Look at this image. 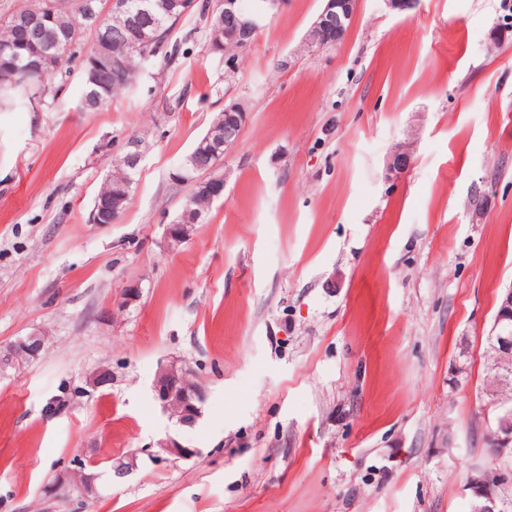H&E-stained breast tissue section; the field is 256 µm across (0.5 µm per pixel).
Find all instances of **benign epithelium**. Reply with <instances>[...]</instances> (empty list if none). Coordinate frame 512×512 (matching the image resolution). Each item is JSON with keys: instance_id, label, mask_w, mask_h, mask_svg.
I'll list each match as a JSON object with an SVG mask.
<instances>
[{"instance_id": "obj_1", "label": "benign epithelium", "mask_w": 512, "mask_h": 512, "mask_svg": "<svg viewBox=\"0 0 512 512\" xmlns=\"http://www.w3.org/2000/svg\"><path fill=\"white\" fill-rule=\"evenodd\" d=\"M287 0H263L261 7L254 11L242 8L240 0H219L223 6L224 39L247 48L255 33L266 17L281 9ZM196 0H168L167 11L180 18L193 11ZM82 15L86 19L101 21L106 13L103 0H84L80 3ZM357 0H324V5L314 19L306 43L309 49H320L336 43L340 30L351 24L356 12ZM55 14L43 17L20 16L14 20L18 30L24 33L28 40L35 43V52L29 60H23L17 47L12 44L0 45V56L9 54L17 62L13 73L17 76L29 72H38L51 67H57L71 52L73 43L64 42L51 28ZM112 35L119 36L129 43L132 50L141 54L143 59L151 58L150 47L158 40L157 30L151 24L141 21V15L134 11L128 12L126 22L122 27L112 30ZM128 80L126 60L122 57H112L92 71L91 80L97 83H109L117 79ZM247 113L236 104L224 107V125L210 128L197 144L190 155L191 166L182 168L178 179L182 182H196L199 176L212 171L210 160L220 151H228L237 142ZM142 160L141 143L131 139L127 142L125 152L126 164L135 169ZM411 154L401 146L389 160L388 167L397 173L405 172L410 166ZM130 194L123 187L112 193L109 198H101L93 210V222H98L99 213L108 215L107 223L116 222L125 212ZM200 219L198 214L184 213L182 218L168 225L166 238L171 247L178 246L189 239L193 224ZM503 315L490 330V336L500 348L512 351V336L506 335L502 328V320L512 315V289L505 290L500 295ZM45 334L41 331L22 336L6 346H0V378L7 377L26 364L37 360L44 350ZM112 384V372L99 367L85 376L83 386L78 391H63L51 397L45 405L44 414L48 418H56L70 410L76 402L77 394L92 395ZM153 388L163 410L169 417L185 427L193 426L201 414V394L189 379L188 373L176 363H162L156 371ZM498 426V454H512V409L502 407L495 417ZM159 448L173 460H189L198 451L184 446L178 439L168 436L159 442ZM94 462L77 458L73 466L57 475L56 482L66 485L85 497L98 494L97 474L91 472ZM509 481V475L501 474L495 479V484H489L482 474L471 475L468 485L474 495L483 497L478 512H500L497 509L498 489Z\"/></svg>"}]
</instances>
